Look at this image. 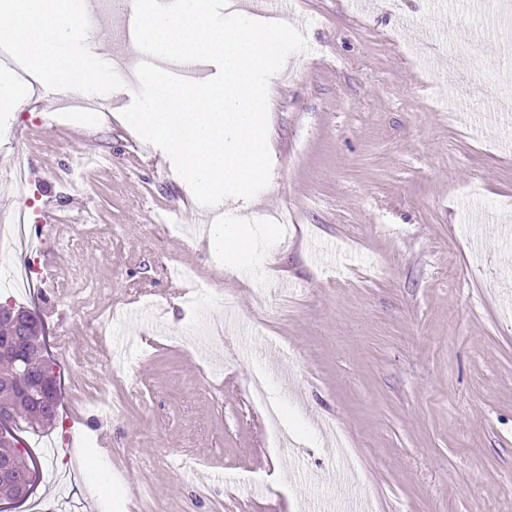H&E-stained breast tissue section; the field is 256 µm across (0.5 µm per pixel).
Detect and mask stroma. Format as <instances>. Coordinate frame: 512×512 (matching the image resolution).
<instances>
[{
  "label": "stroma",
  "instance_id": "stroma-1",
  "mask_svg": "<svg viewBox=\"0 0 512 512\" xmlns=\"http://www.w3.org/2000/svg\"><path fill=\"white\" fill-rule=\"evenodd\" d=\"M472 2L292 0L311 50L268 87L251 229L288 222L250 273L177 232L190 189L141 153L123 89L96 113L44 93L0 112V173L30 169L0 205V304L44 324L58 412L86 437L55 462L37 442L60 425L18 423V449L58 480L0 512H326L341 496L512 512V54L490 51L484 99L460 96L474 78L448 48ZM87 149L107 167L79 166ZM18 211L45 270L23 295L7 289ZM258 373L286 446L252 402ZM101 394L112 415L81 408Z\"/></svg>",
  "mask_w": 512,
  "mask_h": 512
}]
</instances>
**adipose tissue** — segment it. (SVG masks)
Returning <instances> with one entry per match:
<instances>
[{
  "instance_id": "adipose-tissue-1",
  "label": "adipose tissue",
  "mask_w": 512,
  "mask_h": 512,
  "mask_svg": "<svg viewBox=\"0 0 512 512\" xmlns=\"http://www.w3.org/2000/svg\"><path fill=\"white\" fill-rule=\"evenodd\" d=\"M80 17L77 0H7L0 11V42L10 44L40 73L45 93L62 83L91 88L107 82L108 72L79 47L87 36ZM209 246L230 268L262 259L249 225L238 218L212 225Z\"/></svg>"
}]
</instances>
